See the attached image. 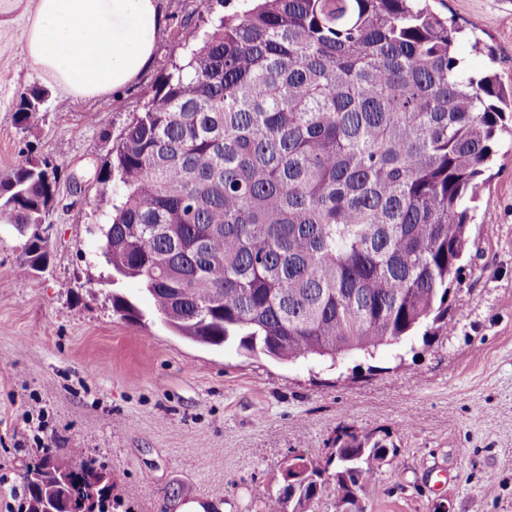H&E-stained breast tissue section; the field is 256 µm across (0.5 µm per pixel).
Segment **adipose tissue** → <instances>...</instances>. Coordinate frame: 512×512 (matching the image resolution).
I'll return each instance as SVG.
<instances>
[{
	"instance_id": "adipose-tissue-1",
	"label": "adipose tissue",
	"mask_w": 512,
	"mask_h": 512,
	"mask_svg": "<svg viewBox=\"0 0 512 512\" xmlns=\"http://www.w3.org/2000/svg\"><path fill=\"white\" fill-rule=\"evenodd\" d=\"M164 23L159 0H37L25 60L69 95L97 98L148 68Z\"/></svg>"
}]
</instances>
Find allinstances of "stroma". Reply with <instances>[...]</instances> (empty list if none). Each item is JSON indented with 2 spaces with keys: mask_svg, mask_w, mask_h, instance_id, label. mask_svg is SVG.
Masks as SVG:
<instances>
[{
  "mask_svg": "<svg viewBox=\"0 0 512 512\" xmlns=\"http://www.w3.org/2000/svg\"><path fill=\"white\" fill-rule=\"evenodd\" d=\"M245 6L161 0L150 67L83 100L21 62L36 0H0V177L28 157L58 173L45 270L10 277L23 241L0 219V512H19L20 474L46 448L81 449L105 469L118 512H263L283 491L286 461L326 462L345 427L398 449L361 495L363 512H512V140L497 145L476 201L447 328L375 357L332 367L200 345L164 325L138 280L112 279L93 205L112 144L184 58L183 29L206 31ZM430 7L462 27L469 71L512 88V0ZM35 86L48 99L24 132L15 107ZM116 293L142 321L114 311Z\"/></svg>",
  "mask_w": 512,
  "mask_h": 512,
  "instance_id": "35a3bbf8",
  "label": "stroma"
}]
</instances>
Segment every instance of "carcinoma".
<instances>
[{
  "mask_svg": "<svg viewBox=\"0 0 512 512\" xmlns=\"http://www.w3.org/2000/svg\"><path fill=\"white\" fill-rule=\"evenodd\" d=\"M461 28L423 0H255L208 31L184 29L172 65L97 177L101 256L141 282L157 314L197 344L236 342L284 362L374 357L419 329L448 326V294L467 250L471 203L506 131L497 75L466 73ZM47 101L34 86L18 128ZM49 164L0 179V215L38 272L53 199ZM112 307L141 318L124 297ZM24 468L20 512H76L75 493L113 512L91 463L44 451ZM397 448L336 438L333 472L303 455L265 512H308L335 485L340 512Z\"/></svg>",
  "mask_w": 512,
  "mask_h": 512,
  "instance_id": "carcinoma-1",
  "label": "carcinoma"
}]
</instances>
